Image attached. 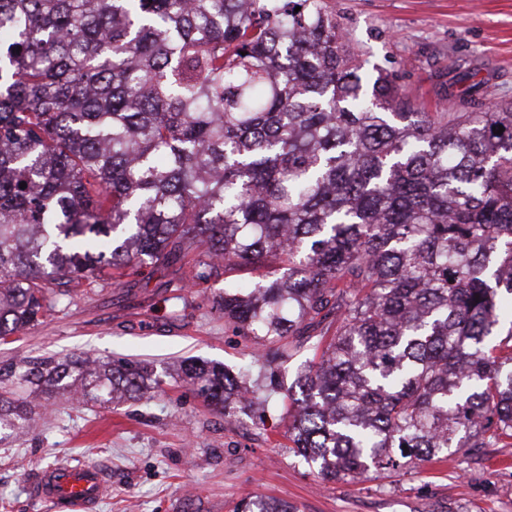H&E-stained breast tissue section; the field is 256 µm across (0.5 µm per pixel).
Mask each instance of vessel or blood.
<instances>
[{
	"label": "vessel or blood",
	"instance_id": "vessel-or-blood-1",
	"mask_svg": "<svg viewBox=\"0 0 512 512\" xmlns=\"http://www.w3.org/2000/svg\"><path fill=\"white\" fill-rule=\"evenodd\" d=\"M107 489L99 468L87 465L55 466L46 469L36 487L40 497L66 503L73 512L98 503Z\"/></svg>",
	"mask_w": 512,
	"mask_h": 512
}]
</instances>
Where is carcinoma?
I'll use <instances>...</instances> for the list:
<instances>
[{"instance_id":"obj_1","label":"carcinoma","mask_w":512,"mask_h":512,"mask_svg":"<svg viewBox=\"0 0 512 512\" xmlns=\"http://www.w3.org/2000/svg\"><path fill=\"white\" fill-rule=\"evenodd\" d=\"M457 81L468 112L368 79L329 0H0V344L73 284L191 254L322 479L508 445L512 106ZM242 267L253 282L225 278ZM305 351L284 385L275 364ZM179 378L227 415L266 402L243 371ZM161 383L146 362L10 363L0 436L47 397Z\"/></svg>"}]
</instances>
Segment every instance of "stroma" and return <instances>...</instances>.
Wrapping results in <instances>:
<instances>
[{
    "label": "stroma",
    "mask_w": 512,
    "mask_h": 512,
    "mask_svg": "<svg viewBox=\"0 0 512 512\" xmlns=\"http://www.w3.org/2000/svg\"><path fill=\"white\" fill-rule=\"evenodd\" d=\"M367 66L395 72L427 107L458 111L442 84L475 69L488 99L512 105V0H331ZM191 265L130 273L121 287L95 280L43 323L0 344V365L28 358L146 361L176 370L195 357L250 367L253 339L235 335L213 306L223 283L190 288ZM274 397L265 420L229 421L173 378L150 401L110 407L50 402L0 441V512H67L39 498V475L59 464L101 468L108 492L91 512H237L247 497L297 512H512V446L420 463L399 473L335 482L289 452L288 421Z\"/></svg>",
    "instance_id": "1"
}]
</instances>
